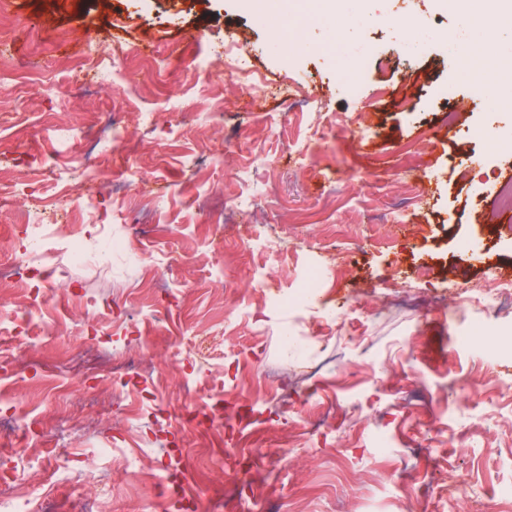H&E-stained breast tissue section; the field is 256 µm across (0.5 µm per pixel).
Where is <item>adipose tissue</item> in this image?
<instances>
[{
    "label": "adipose tissue",
    "mask_w": 512,
    "mask_h": 512,
    "mask_svg": "<svg viewBox=\"0 0 512 512\" xmlns=\"http://www.w3.org/2000/svg\"><path fill=\"white\" fill-rule=\"evenodd\" d=\"M460 17L463 41L449 39V50L459 53L460 68L479 89L488 91L501 113L512 112V50L497 54L487 52L477 35L478 23L486 13H493L505 27L512 25V0H449Z\"/></svg>",
    "instance_id": "obj_1"
}]
</instances>
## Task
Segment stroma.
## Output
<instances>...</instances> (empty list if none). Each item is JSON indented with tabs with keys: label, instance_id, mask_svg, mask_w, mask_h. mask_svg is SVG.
Instances as JSON below:
<instances>
[{
	"label": "stroma",
	"instance_id": "1",
	"mask_svg": "<svg viewBox=\"0 0 512 512\" xmlns=\"http://www.w3.org/2000/svg\"><path fill=\"white\" fill-rule=\"evenodd\" d=\"M342 7L339 32L321 0H9L0 170L16 180L0 261L31 247L25 184L59 195L44 173L58 127L123 128L110 155L78 139L68 153L112 181L98 207L130 245L100 259L99 223L77 219L87 263L52 251L51 277L0 297L6 320L27 289L46 291L65 326L0 338L1 503L18 466L41 512H472L430 481L443 467L487 503L512 489V295L488 332L482 304L455 305L488 267L512 282V225L496 219L512 116L473 102L445 0L411 9L406 27L396 0ZM232 36L260 107L244 80L196 70ZM94 38L163 53L113 62L98 84L70 62ZM29 75L57 95L14 91ZM288 83L304 102L284 105ZM445 84L464 101L451 125ZM134 173L159 207L120 191ZM323 247L346 267L322 265L304 287Z\"/></svg>",
	"mask_w": 512,
	"mask_h": 512
}]
</instances>
